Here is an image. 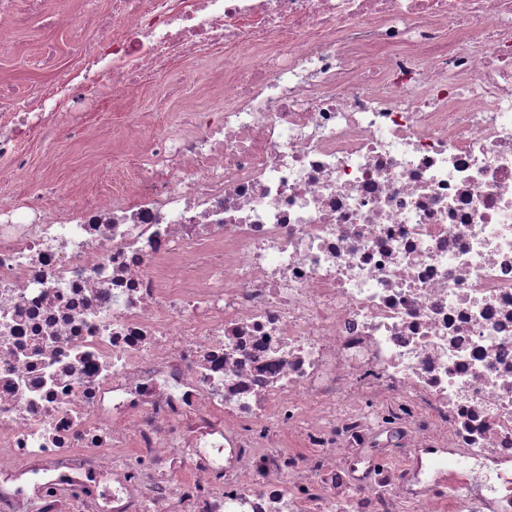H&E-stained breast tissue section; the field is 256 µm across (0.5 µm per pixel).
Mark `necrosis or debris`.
<instances>
[{
	"label": "necrosis or debris",
	"instance_id": "4bbe7bcc",
	"mask_svg": "<svg viewBox=\"0 0 512 512\" xmlns=\"http://www.w3.org/2000/svg\"><path fill=\"white\" fill-rule=\"evenodd\" d=\"M67 84L223 43L130 195L0 209V512H512V0H112ZM0 85V159L56 114Z\"/></svg>",
	"mask_w": 512,
	"mask_h": 512
}]
</instances>
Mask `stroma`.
I'll use <instances>...</instances> for the list:
<instances>
[{"label": "stroma", "instance_id": "1", "mask_svg": "<svg viewBox=\"0 0 512 512\" xmlns=\"http://www.w3.org/2000/svg\"><path fill=\"white\" fill-rule=\"evenodd\" d=\"M80 8L110 11V0H47L46 9L54 19L46 29L37 19L27 18L16 32L14 47L0 52V81L26 86L36 93L56 82L63 72L80 62L68 39L66 25ZM53 45L58 68L42 66L45 45ZM224 50L217 47L194 59L173 57L168 71L177 86L169 94L164 82L146 78L135 99L116 96L111 86L83 89L79 119H71V98H62L59 125L50 133H34L25 143L29 175L7 173L0 187V206L39 195L42 204L55 206L86 196H109L123 192L136 173L123 156L128 135L140 127L155 135L176 134L174 112L185 103L208 106L214 76L222 72Z\"/></svg>", "mask_w": 512, "mask_h": 512}]
</instances>
